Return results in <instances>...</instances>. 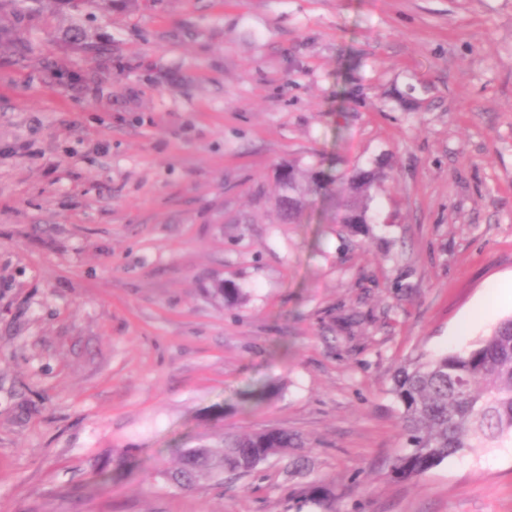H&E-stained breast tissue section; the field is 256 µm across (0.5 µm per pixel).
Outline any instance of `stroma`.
Wrapping results in <instances>:
<instances>
[{
  "label": "stroma",
  "instance_id": "stroma-1",
  "mask_svg": "<svg viewBox=\"0 0 512 512\" xmlns=\"http://www.w3.org/2000/svg\"><path fill=\"white\" fill-rule=\"evenodd\" d=\"M288 165L376 172L370 223L331 185L274 223ZM509 278L512 0L0 12V512H319L315 480L336 512H512V447L393 479L387 393L512 316ZM271 427L304 476L166 478ZM333 491L322 481L309 483L305 491V502H312L319 505L323 512H334L336 509L330 501Z\"/></svg>",
  "mask_w": 512,
  "mask_h": 512
}]
</instances>
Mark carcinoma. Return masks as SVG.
Wrapping results in <instances>:
<instances>
[{"label": "carcinoma", "mask_w": 512, "mask_h": 512, "mask_svg": "<svg viewBox=\"0 0 512 512\" xmlns=\"http://www.w3.org/2000/svg\"><path fill=\"white\" fill-rule=\"evenodd\" d=\"M290 183V194L279 191L273 206L276 223L291 224L313 191L325 180L323 172L306 175L293 167L280 171L278 184ZM374 176L350 177L340 184L342 223L351 229L366 223ZM389 393L398 405L405 448L392 460L391 473L412 481L465 450L503 448L512 444V317L499 321L488 335L467 351L419 356L393 372ZM304 439L279 427L251 434L226 436L216 446L185 448L168 478L190 486L215 473L235 477L274 456H291L288 474L305 471L304 458L290 454ZM333 491L322 481L307 485L305 501L323 512H335Z\"/></svg>", "instance_id": "carcinoma-1"}]
</instances>
